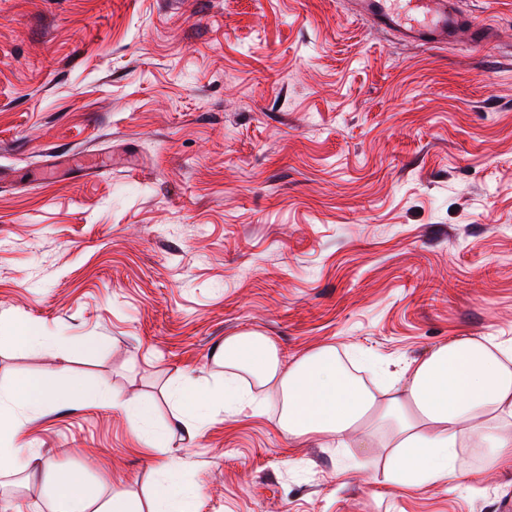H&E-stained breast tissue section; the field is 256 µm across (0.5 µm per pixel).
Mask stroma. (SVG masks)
I'll use <instances>...</instances> for the list:
<instances>
[{"label": "stroma", "instance_id": "1", "mask_svg": "<svg viewBox=\"0 0 512 512\" xmlns=\"http://www.w3.org/2000/svg\"><path fill=\"white\" fill-rule=\"evenodd\" d=\"M350 0H0V320L96 350H18L152 402L221 383L225 337L284 364L322 345L398 367L460 336L512 345V0H461L485 48L409 43ZM277 409L215 410L166 455L197 512H505L512 470L385 482V448L297 447ZM32 452L146 501L163 456L95 402L26 424ZM53 512L0 478V512Z\"/></svg>", "mask_w": 512, "mask_h": 512}]
</instances>
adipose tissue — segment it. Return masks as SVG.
Segmentation results:
<instances>
[{
  "label": "adipose tissue",
  "mask_w": 512,
  "mask_h": 512,
  "mask_svg": "<svg viewBox=\"0 0 512 512\" xmlns=\"http://www.w3.org/2000/svg\"><path fill=\"white\" fill-rule=\"evenodd\" d=\"M224 385L213 402H194L188 388L176 390L181 405L175 429L196 434L213 404L233 409L245 397L251 377L279 399L278 426L290 440L355 438L363 448L390 449L388 482L411 489L457 475L458 451L478 448L486 465L512 467V347L489 339L456 338L406 364L390 377L383 393L373 392L343 363L335 346H321L282 365L274 342L253 333L228 336L218 352ZM102 403L145 425L153 407L136 395H115L73 379L19 383L12 407L0 405V474L55 485L68 512H142L122 493L101 500L96 489L72 473L48 467L29 450L25 422L14 406L30 415L59 404ZM154 493L152 512H195V496L177 481L179 464L166 459Z\"/></svg>",
  "instance_id": "1"
}]
</instances>
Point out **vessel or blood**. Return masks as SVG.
Segmentation results:
<instances>
[{"label": "vessel or blood", "mask_w": 512, "mask_h": 512, "mask_svg": "<svg viewBox=\"0 0 512 512\" xmlns=\"http://www.w3.org/2000/svg\"><path fill=\"white\" fill-rule=\"evenodd\" d=\"M352 10L404 40L432 47L457 43L464 32L477 47L490 38L483 23L460 9L459 0H352Z\"/></svg>", "instance_id": "b4317fda"}]
</instances>
